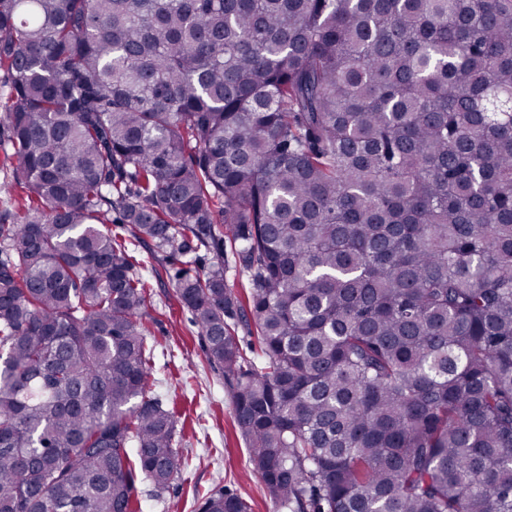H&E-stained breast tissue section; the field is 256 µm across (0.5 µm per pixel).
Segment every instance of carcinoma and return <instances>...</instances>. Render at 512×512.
Here are the masks:
<instances>
[{
  "label": "carcinoma",
  "mask_w": 512,
  "mask_h": 512,
  "mask_svg": "<svg viewBox=\"0 0 512 512\" xmlns=\"http://www.w3.org/2000/svg\"><path fill=\"white\" fill-rule=\"evenodd\" d=\"M0 66V512L181 470L108 224L213 255L176 296L283 512H512V0H0ZM0 140H2V147L0 146V215L5 211L10 213H22L24 205L26 204L25 197L22 189L16 185H12L10 195H5L3 187L12 181L11 172L12 164L6 159V152L4 149L7 143V130L0 125Z\"/></svg>",
  "instance_id": "cac0c4a2"
}]
</instances>
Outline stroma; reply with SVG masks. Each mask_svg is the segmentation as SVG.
<instances>
[{"mask_svg":"<svg viewBox=\"0 0 512 512\" xmlns=\"http://www.w3.org/2000/svg\"><path fill=\"white\" fill-rule=\"evenodd\" d=\"M133 254L147 279L143 322L157 347L149 387L177 404V450L185 462L162 494H155L150 483H139L143 512H201L204 494L217 490L242 497L251 512H276L235 428L224 375L209 362L192 314L177 300L170 277L175 260L140 247Z\"/></svg>","mask_w":512,"mask_h":512,"instance_id":"1","label":"stroma"}]
</instances>
